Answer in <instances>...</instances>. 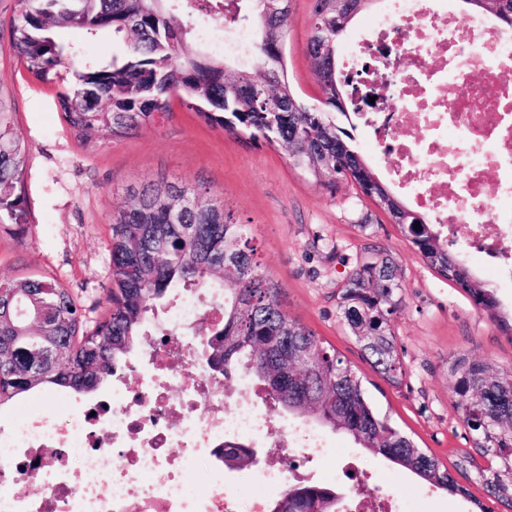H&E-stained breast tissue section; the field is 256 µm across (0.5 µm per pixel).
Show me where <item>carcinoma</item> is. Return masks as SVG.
I'll return each instance as SVG.
<instances>
[{
  "mask_svg": "<svg viewBox=\"0 0 512 512\" xmlns=\"http://www.w3.org/2000/svg\"><path fill=\"white\" fill-rule=\"evenodd\" d=\"M470 12L493 14L512 29V0H459ZM307 58L320 97L300 101L277 49L288 30V9L275 0H18L10 50L28 73L54 84L63 119L80 143L105 131L125 137L171 111L173 102L207 124L287 150L294 166L321 178L339 165L390 221L412 235L424 261L465 286L473 302L496 315L494 292L473 286L469 270L448 251L442 229L408 208L389 184L374 176L354 143L351 115L359 111L352 73H341L340 39L353 17L321 0ZM248 28L256 78L225 59L191 46L205 21ZM85 37L109 32L125 40L122 59L85 66L67 80L70 46L61 33ZM174 88L178 98L166 91ZM345 118L349 127L336 122ZM28 148L14 126L11 95L0 87V227L22 239L29 230L23 172ZM420 228H414L415 223ZM108 310L91 331L69 291L44 275L0 279V406L38 387L88 392L114 377L126 357L146 346L144 325L171 288L198 289L218 304L202 371L214 378L245 375L259 381L269 407L339 431L370 454L380 455L454 495L471 496L447 467L373 409L360 377L313 330L286 314L280 288L256 260L246 225L191 184L151 183L113 218ZM393 260L381 253L359 263L337 294L339 317L361 351L388 381L400 383L401 353L390 315L400 286ZM450 372L468 391L469 408L456 406L475 452L496 459L474 471L489 496L512 505V470L501 453L512 448V370L495 371L466 353ZM250 447L224 441V468L249 469ZM332 487L296 479L272 501L269 512H336Z\"/></svg>",
  "mask_w": 512,
  "mask_h": 512,
  "instance_id": "carcinoma-1",
  "label": "carcinoma"
}]
</instances>
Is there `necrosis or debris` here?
I'll return each instance as SVG.
<instances>
[{
    "mask_svg": "<svg viewBox=\"0 0 512 512\" xmlns=\"http://www.w3.org/2000/svg\"><path fill=\"white\" fill-rule=\"evenodd\" d=\"M373 33L353 53L378 56L390 92L363 132L416 207L447 228L468 224L472 251L512 273V32L458 22L449 0H384ZM218 314L204 292L182 293L154 326L135 388L90 407L36 395L0 431V512H226L214 461L228 438L335 463L315 432L200 372L188 331ZM32 470L42 494L17 493Z\"/></svg>",
    "mask_w": 512,
    "mask_h": 512,
    "instance_id": "1",
    "label": "necrosis or debris"
}]
</instances>
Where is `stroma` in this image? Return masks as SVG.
Instances as JSON below:
<instances>
[{"label":"stroma","instance_id":"1","mask_svg":"<svg viewBox=\"0 0 512 512\" xmlns=\"http://www.w3.org/2000/svg\"><path fill=\"white\" fill-rule=\"evenodd\" d=\"M15 7V0H0V86L13 96L16 131L29 148L24 190L30 228L22 239L0 228V278L56 279L94 326L107 311L112 217L130 204L129 187L162 177L203 184L212 200L247 224L257 260L281 290L282 309L356 370L379 415L447 467L471 451L470 434L453 408L449 362L464 352L511 370L512 334L426 265L400 227L352 182L320 184L294 167L283 148L211 127L177 104L138 134L114 139L102 131L82 146L61 117L57 87L35 80L11 55ZM312 26L313 0H290L284 60L297 97L307 103L320 95L305 54ZM377 250L394 258L403 285L392 318L404 369L397 386L365 361L336 310L347 273ZM321 435L344 448L343 458L331 470L312 459L299 474L314 482L333 474L348 499L394 494L399 512H473L480 499L488 512H512L489 500L474 477L457 474L470 494L454 495L342 434L325 429Z\"/></svg>","mask_w":512,"mask_h":512}]
</instances>
